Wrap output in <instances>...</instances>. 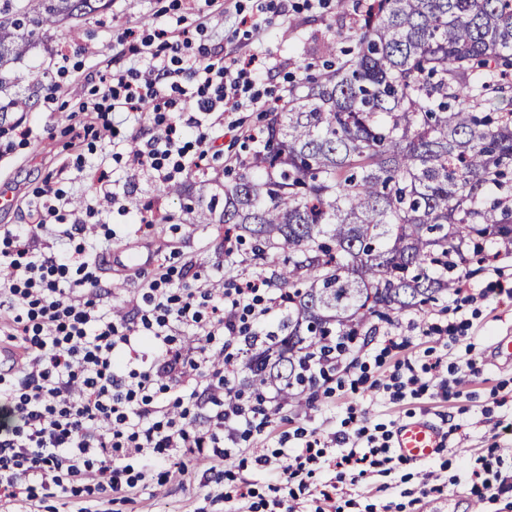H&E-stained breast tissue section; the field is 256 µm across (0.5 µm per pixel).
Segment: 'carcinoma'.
Returning <instances> with one entry per match:
<instances>
[{
	"label": "carcinoma",
	"mask_w": 512,
	"mask_h": 512,
	"mask_svg": "<svg viewBox=\"0 0 512 512\" xmlns=\"http://www.w3.org/2000/svg\"><path fill=\"white\" fill-rule=\"evenodd\" d=\"M110 2L0 0V69ZM336 36L351 57L294 82L223 194L184 207L204 224L222 201L220 223L287 254L273 272L292 289L283 335L246 366L293 407L321 346L447 293L473 239L512 245V110L493 107L512 94V0H336Z\"/></svg>",
	"instance_id": "cac0c4a2"
}]
</instances>
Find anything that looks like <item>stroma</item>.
Returning a JSON list of instances; mask_svg holds the SVG:
<instances>
[{"mask_svg":"<svg viewBox=\"0 0 512 512\" xmlns=\"http://www.w3.org/2000/svg\"><path fill=\"white\" fill-rule=\"evenodd\" d=\"M252 5L253 0H112L104 13L82 21L79 38L68 39L62 27L40 35L26 56L14 63V70L46 71L63 43L70 55L69 71L55 82L34 88L11 84L0 89V104L17 99L29 105L28 111L8 113L6 130L0 133V193L9 198L0 206V225L34 223L27 201L48 177L66 191L76 210L95 204L112 230L109 303L125 312L140 301L144 285L161 265L168 267L176 288H208L219 280L270 276L282 262L281 253L256 256L245 245L240 262H225L224 239L215 226L194 223L182 209V198L158 195V184L149 172L110 163L120 203L115 206L94 198L92 168L80 171L75 166L77 156H89V146L71 133L72 127L91 121L83 109L90 88L102 76L135 66L126 43L127 32L135 27L185 32L224 54L275 57L283 67L266 82L275 97L283 95L291 76L319 57L326 46L338 52L348 48L329 29L335 7L310 10L305 0H295V9L287 17L276 9L257 14L260 30L251 44H244L239 22L252 13ZM234 118L236 127L220 122L213 128L216 141L209 169L190 168L176 178L182 190L198 193L203 178L214 177L223 167L235 168L237 158L255 150V143L244 142L243 136L262 124L263 113L248 110L235 113ZM19 124L33 129L28 144H20L13 133ZM152 210L173 214V222L145 227L140 219ZM497 266L512 273V254L470 265L468 281L484 290L485 296L451 315L457 326L454 338L440 340L427 331L432 318L450 305V297L397 318L410 338L406 356L424 363L433 350L447 365L458 357L471 359L473 367L458 395L439 396L440 382L435 379L429 395L399 403L374 391L318 396L308 406L276 410L272 425L250 439L251 451L280 448L284 436L299 427L328 435L339 429L351 407L375 423L425 417L440 427L445 448L425 462L402 466L398 474L370 476L345 491V498L352 501L348 512H364L366 504L378 502L392 504L396 512H465L473 497L476 461L488 449H499L502 471L512 474V365L497 363L492 353L495 337L512 334V296L497 290L493 272ZM211 465L208 459H184L182 468L171 470L164 484H138L115 501L100 498L99 512H238L241 501L217 500V486L206 482Z\"/></svg>","mask_w":512,"mask_h":512,"instance_id":"1","label":"stroma"}]
</instances>
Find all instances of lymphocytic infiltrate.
Segmentation results:
<instances>
[{
  "label": "lymphocytic infiltrate",
  "instance_id": "1",
  "mask_svg": "<svg viewBox=\"0 0 512 512\" xmlns=\"http://www.w3.org/2000/svg\"><path fill=\"white\" fill-rule=\"evenodd\" d=\"M151 35L132 34L133 55L147 59L110 74L94 86L87 103L94 118L87 133L101 142L115 137V114L150 108L144 144L131 158L161 182L173 181L187 159L204 160L212 149L206 118L216 109L240 112L266 106L267 88L258 71L280 70L276 58L224 59L193 48L189 37L154 47ZM187 119L173 115L176 105ZM32 224L0 225V349L12 358L0 368V400L19 418L0 431V498L28 501L54 497L81 486L88 496L112 495L152 479L166 461L209 454L215 461L267 426L264 400L226 397L235 360L270 335L284 296L268 278L229 280L221 289H174L166 276L151 280L142 304L114 321L110 281L99 274L111 231L97 245L84 240L93 207L70 209L62 188L34 191ZM55 227L75 247L48 253L39 233ZM197 330L203 345L185 352L178 332ZM224 358L215 367L213 355ZM442 358L420 364L397 361L385 378L369 376L353 352L322 348L313 364L325 394L365 388L390 400L417 399L429 389L426 374L439 372ZM393 432L387 425L340 429L330 439L299 428L289 449L255 457L257 470L283 472L281 493L260 499L250 483L218 470L215 482L233 486L248 512H297L307 495L323 512H334L341 487L368 475L398 469Z\"/></svg>",
  "mask_w": 512,
  "mask_h": 512
}]
</instances>
